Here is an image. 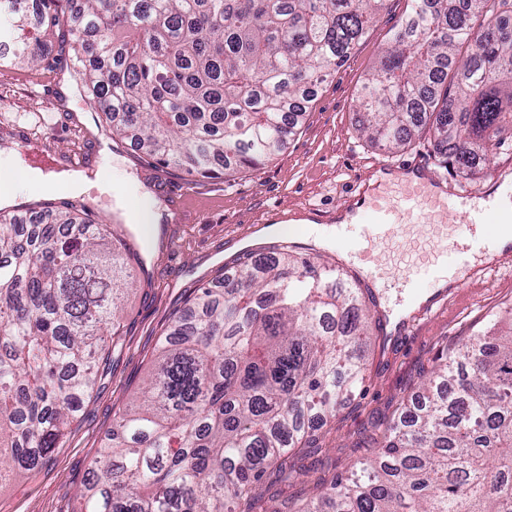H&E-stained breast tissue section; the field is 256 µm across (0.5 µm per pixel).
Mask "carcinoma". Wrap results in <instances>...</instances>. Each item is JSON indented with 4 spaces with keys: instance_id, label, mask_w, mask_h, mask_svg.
<instances>
[{
    "instance_id": "1",
    "label": "carcinoma",
    "mask_w": 512,
    "mask_h": 512,
    "mask_svg": "<svg viewBox=\"0 0 512 512\" xmlns=\"http://www.w3.org/2000/svg\"><path fill=\"white\" fill-rule=\"evenodd\" d=\"M0 0V59L74 73L156 162L214 178L280 152L312 93L385 0ZM467 48L462 65L457 51ZM453 73V91L443 90ZM359 131L392 150L430 134L476 179L512 142V0H411L359 97ZM72 204L52 221L0 215V471L33 474L90 397L131 274L109 225ZM365 304L342 273L282 246L198 289L115 414L78 512H255L288 452L363 380ZM274 512H512V322L445 355L361 474Z\"/></svg>"
}]
</instances>
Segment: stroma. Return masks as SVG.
<instances>
[{"mask_svg":"<svg viewBox=\"0 0 512 512\" xmlns=\"http://www.w3.org/2000/svg\"><path fill=\"white\" fill-rule=\"evenodd\" d=\"M408 5L409 0H386L347 60L321 83L281 153L222 178L202 179L160 166L131 139L113 135L67 54L31 65H0V159L24 168L30 153L49 152L56 155L55 170L61 173L77 156L88 178L78 192L30 191L14 202V209L23 213L44 202L86 203L94 219L111 225L139 257L131 268L134 286L124 299L121 349L101 369L67 438L43 468L0 481V512H76L90 462L103 448L115 413L141 387L158 343L173 318L187 312L197 288L246 255L284 241L316 263L348 259L356 249L354 234L325 247L315 246L312 236L329 233L337 215L354 204L357 186L375 163L398 166L420 160L443 182L477 198L491 193L499 180L512 182V159L503 155L472 181L445 169L426 136L391 152L359 134V95ZM141 195L158 212L157 224L134 222L132 210ZM291 214L312 219V229L289 224ZM274 224L279 232L268 233ZM359 281L374 301L364 381L321 427L317 447L292 454L291 464L305 467V475L277 482L264 493L262 512H272L275 497L307 495L319 479L366 461L400 401L413 397L422 377L438 364L444 345L486 329L512 309V263H505L452 289L415 320L408 334L392 339L385 335L384 308L400 306L403 292L391 276L379 289L367 275Z\"/></svg>","mask_w":512,"mask_h":512,"instance_id":"1","label":"stroma"}]
</instances>
